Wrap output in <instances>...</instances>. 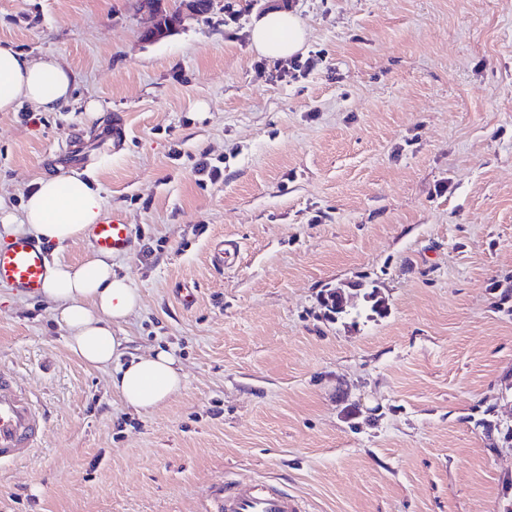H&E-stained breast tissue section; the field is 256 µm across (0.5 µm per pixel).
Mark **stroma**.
Returning <instances> with one entry per match:
<instances>
[{
    "instance_id": "stroma-1",
    "label": "stroma",
    "mask_w": 512,
    "mask_h": 512,
    "mask_svg": "<svg viewBox=\"0 0 512 512\" xmlns=\"http://www.w3.org/2000/svg\"><path fill=\"white\" fill-rule=\"evenodd\" d=\"M275 7L216 0L147 42L140 0H0V42L77 80L61 111L0 112V199L93 173L132 229L115 333L185 375L126 407L0 286V365L46 416L0 512H208L228 479L305 512H512V443L480 424L512 426V0H285L303 74L250 42ZM336 288L355 315L326 316Z\"/></svg>"
}]
</instances>
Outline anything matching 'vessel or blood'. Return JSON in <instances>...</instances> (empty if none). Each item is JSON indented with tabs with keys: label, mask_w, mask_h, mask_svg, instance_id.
<instances>
[{
	"label": "vessel or blood",
	"mask_w": 512,
	"mask_h": 512,
	"mask_svg": "<svg viewBox=\"0 0 512 512\" xmlns=\"http://www.w3.org/2000/svg\"><path fill=\"white\" fill-rule=\"evenodd\" d=\"M88 238L96 252L123 253L132 247L129 224L113 212L90 225ZM52 268L48 252L34 239L16 237L0 242V285L35 297L41 294ZM45 417L30 392L11 370L0 366V463L26 460L41 441ZM210 512H304L300 499L271 482H225Z\"/></svg>",
	"instance_id": "b4317fda"
}]
</instances>
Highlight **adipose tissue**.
<instances>
[{"instance_id": "obj_1", "label": "adipose tissue", "mask_w": 512, "mask_h": 512, "mask_svg": "<svg viewBox=\"0 0 512 512\" xmlns=\"http://www.w3.org/2000/svg\"><path fill=\"white\" fill-rule=\"evenodd\" d=\"M305 38L299 19L283 10L264 13L251 29L254 48L272 58L297 53ZM74 84L73 71L56 60L36 61L0 45V112L15 111L25 102L40 112L59 111L71 102ZM102 212L101 190L92 174L74 171L63 178L45 174L28 193L21 219L6 215L0 223L20 225L61 245L82 237ZM42 295L56 323L66 330L69 349L89 365L113 368L112 388L127 406L149 412L181 389L184 375L170 352L158 349L129 357L124 337L114 334V326L137 312L140 296L128 277L114 271L111 255L54 266Z\"/></svg>"}]
</instances>
